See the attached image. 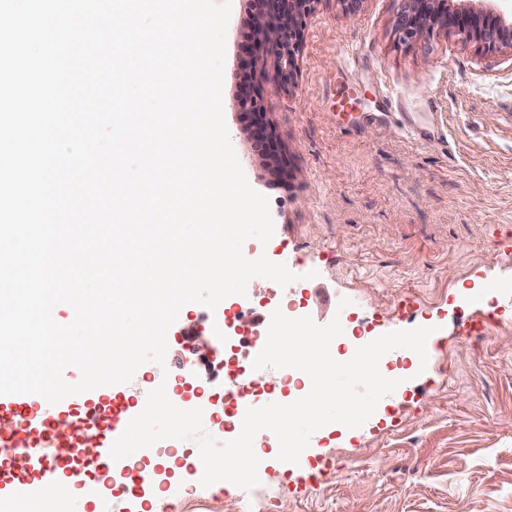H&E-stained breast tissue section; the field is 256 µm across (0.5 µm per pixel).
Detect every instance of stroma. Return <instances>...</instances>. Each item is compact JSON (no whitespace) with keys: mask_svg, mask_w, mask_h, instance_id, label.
<instances>
[{"mask_svg":"<svg viewBox=\"0 0 512 512\" xmlns=\"http://www.w3.org/2000/svg\"><path fill=\"white\" fill-rule=\"evenodd\" d=\"M401 0H365L346 16L315 0L306 20L298 85L273 87V57L251 73L294 173L271 186L264 158L238 119L239 44L250 0H232L222 107L250 186L266 195L268 243L245 249L285 264L280 289L298 316L339 319L342 342L432 328L426 362L387 359L403 387L369 420L319 429L298 463L267 458L259 485L201 486L193 468L160 484V512H512V50L487 53L455 33L400 41ZM431 118L450 151L414 140L404 120ZM349 306H342V299ZM247 321L225 347L241 369V335L269 303L265 278L249 281ZM481 331H470L473 322ZM273 402L305 396L301 371L268 369Z\"/></svg>","mask_w":512,"mask_h":512,"instance_id":"1","label":"stroma"}]
</instances>
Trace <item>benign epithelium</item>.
Returning a JSON list of instances; mask_svg holds the SVG:
<instances>
[{"instance_id":"1","label":"benign epithelium","mask_w":512,"mask_h":512,"mask_svg":"<svg viewBox=\"0 0 512 512\" xmlns=\"http://www.w3.org/2000/svg\"><path fill=\"white\" fill-rule=\"evenodd\" d=\"M314 0H259L252 21L251 40L242 47V57L266 49L273 53L275 87L288 91L297 85L298 59L304 41L305 21ZM445 0H404L394 20L399 38L410 43L435 29L454 32L479 43L485 51L512 47V27L499 15L451 11ZM239 114L248 122L254 142L265 151L274 176L272 185H285L292 173L278 146L273 127L266 120L260 95L251 79H244L238 91Z\"/></svg>"}]
</instances>
